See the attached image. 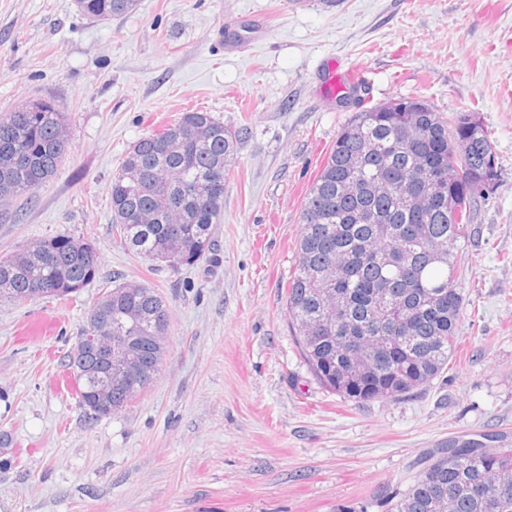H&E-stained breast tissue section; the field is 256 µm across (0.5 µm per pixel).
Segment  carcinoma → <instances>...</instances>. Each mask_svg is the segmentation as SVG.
Listing matches in <instances>:
<instances>
[{
  "instance_id": "obj_1",
  "label": "carcinoma",
  "mask_w": 512,
  "mask_h": 512,
  "mask_svg": "<svg viewBox=\"0 0 512 512\" xmlns=\"http://www.w3.org/2000/svg\"><path fill=\"white\" fill-rule=\"evenodd\" d=\"M90 19L131 12L135 0H76ZM358 113L336 138L301 209L298 262L285 291L304 360L329 391L356 402L410 395L440 376L457 344L463 298L456 286L460 242L468 235L478 187L495 183L491 134L469 109L445 118L417 97ZM0 116V201L55 179L69 151L66 115L51 100ZM239 135L206 111H187L136 140L112 176V226L135 254L172 266L212 250L224 215L221 181ZM92 242L61 235L0 257V288L32 301L43 278L65 299L96 274ZM112 287V325L127 328L156 376L169 306L154 289ZM96 355L77 348L69 370L84 403L91 384L78 375ZM512 448H442L387 512H512ZM478 486L483 494H471Z\"/></svg>"
}]
</instances>
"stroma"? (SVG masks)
I'll return each mask as SVG.
<instances>
[{"mask_svg": "<svg viewBox=\"0 0 512 512\" xmlns=\"http://www.w3.org/2000/svg\"><path fill=\"white\" fill-rule=\"evenodd\" d=\"M237 15L266 31L228 52L219 27ZM329 59L366 68L361 97L328 99ZM403 97L472 109L499 177L460 249L447 369L357 403L305 365L284 291L337 135ZM36 99L65 112L71 149L54 180L0 205V255L66 234L100 263L69 300H0V512H382L449 441L512 447V0H136L105 22L75 0H0V113ZM193 109L239 145L214 261L171 267L113 231L108 188L134 141ZM124 282L168 302L167 352L138 398L97 419L64 365L93 303ZM40 316L46 334L27 335Z\"/></svg>", "mask_w": 512, "mask_h": 512, "instance_id": "35a3bbf8", "label": "stroma"}]
</instances>
